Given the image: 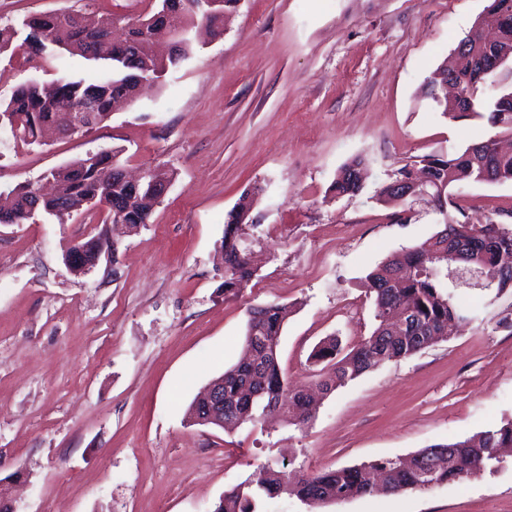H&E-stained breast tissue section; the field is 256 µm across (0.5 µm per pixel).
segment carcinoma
Wrapping results in <instances>:
<instances>
[{"label":"carcinoma","instance_id":"carcinoma-1","mask_svg":"<svg viewBox=\"0 0 512 512\" xmlns=\"http://www.w3.org/2000/svg\"><path fill=\"white\" fill-rule=\"evenodd\" d=\"M170 0H148V8L136 16L115 13L80 16L70 12L37 14L24 19L20 28H0V54L12 48L17 39L27 47L37 42L46 50L59 43V31H69L64 50L87 60H106L110 71L99 81L66 77L50 83L32 81L18 87L11 98L0 101V126L19 125L17 141L25 145L43 144V130L57 124L69 110L85 99L97 102V111L88 114L85 130L104 122L110 115L115 96L133 99L140 80L160 82L170 69L192 51L190 31L196 20L213 31L223 28L224 14L236 8L239 0H220L210 14L199 0H179L180 10L172 16L173 26H165ZM496 29L492 43L482 41L478 27ZM174 37L175 48L167 60L154 54L155 43L165 35ZM451 64L439 67L427 82V97L434 110L452 119L482 118L499 133L512 136V0H489L476 22V28L458 43ZM496 65L488 80L498 86L491 93L477 76L484 65ZM451 79L458 97L438 100L436 87ZM122 149L89 152L50 172L59 188L57 196L44 198L29 184H19L0 204V224H24L38 216L65 223L79 209L97 213L100 205L120 203V223H145L141 197L119 177ZM431 182L445 198L465 182H512V153L497 149L489 138L456 153L428 155L419 160ZM364 160L346 163L329 191L340 197L362 189L357 173ZM226 292L247 287L253 271L244 259L241 243L240 212L233 208L224 225ZM367 292L373 297L377 326L373 333L345 354L338 340L328 337L312 353L324 364L317 387L325 392L390 361L414 356L448 333V321L469 320L468 311L456 302L454 289L482 290L512 288V227L492 219L483 224L467 220L448 223V236L438 234L408 247L373 269L366 277ZM400 305L409 309L406 323L395 324L390 311ZM245 350L256 352L250 364L242 362L224 370V421L233 427L258 423L267 409L277 407L286 421L303 425L311 413L303 409L301 391L290 385L282 371L276 349L287 306L265 303L251 308ZM512 448V422L492 427L471 438L424 448L406 458H388L359 466L307 472L300 467H266L260 479L244 481L224 493L213 512H258V503L281 493H289L314 507L329 501H345L371 495L370 476L386 474L381 492L401 494L426 491L446 483H464L501 462L500 451Z\"/></svg>","mask_w":512,"mask_h":512}]
</instances>
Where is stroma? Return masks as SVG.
Wrapping results in <instances>:
<instances>
[{
	"label": "stroma",
	"mask_w": 512,
	"mask_h": 512,
	"mask_svg": "<svg viewBox=\"0 0 512 512\" xmlns=\"http://www.w3.org/2000/svg\"><path fill=\"white\" fill-rule=\"evenodd\" d=\"M487 0H240L222 36H199L163 83L86 132L44 146L9 142L0 191L120 148L138 173L174 175L150 221L89 272L64 263L100 236L101 215L0 224V478L18 512H213L269 463L312 470L407 457L512 420V289H458L476 318L427 351L328 393L304 427L232 431L189 424L195 395L241 356L249 311L287 305L277 349L290 383L314 386L309 355L376 326L365 278L446 223L506 221L512 182L467 183L456 204L401 205L376 192L407 164L496 133L455 121L421 89ZM138 0H0V25L43 12L137 14ZM104 62L57 52L0 56V100L31 81L95 80ZM365 160L355 195L333 197L337 170ZM262 192L245 227L256 272L224 292L228 213ZM261 512H512V455L466 483L370 495L318 510L264 499Z\"/></svg>",
	"instance_id": "1"
}]
</instances>
